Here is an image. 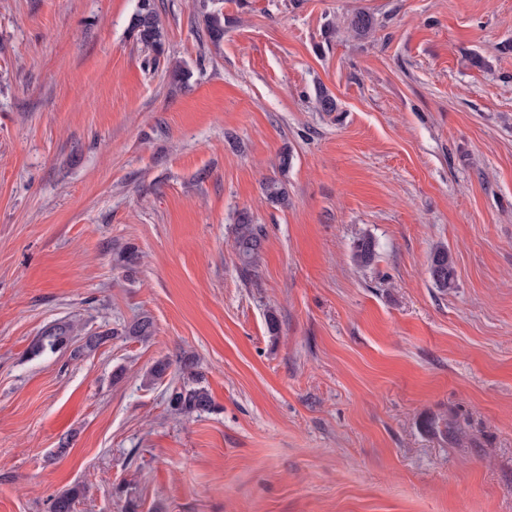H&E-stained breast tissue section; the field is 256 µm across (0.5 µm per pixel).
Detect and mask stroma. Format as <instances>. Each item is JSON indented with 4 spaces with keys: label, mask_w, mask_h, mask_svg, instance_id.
I'll return each mask as SVG.
<instances>
[{
    "label": "stroma",
    "mask_w": 512,
    "mask_h": 512,
    "mask_svg": "<svg viewBox=\"0 0 512 512\" xmlns=\"http://www.w3.org/2000/svg\"><path fill=\"white\" fill-rule=\"evenodd\" d=\"M137 3L0 0V512H512V0H156L157 66ZM185 357L198 417L143 380ZM130 32L136 43L152 54V64L159 65L160 58L165 54V35L155 0H139ZM264 241L262 228L254 223L247 211H240L236 217L234 245L245 279L257 276ZM428 273L435 288L447 291L455 287L456 270L448 248L438 246L431 252ZM75 329L71 322H57L46 326L37 337L34 347L37 351L55 352L66 347L73 341ZM194 367L190 358L183 359L179 369L183 382L169 392L168 405L177 414L201 416L213 407L208 391L200 386L199 374L193 371Z\"/></svg>",
    "instance_id": "obj_1"
}]
</instances>
